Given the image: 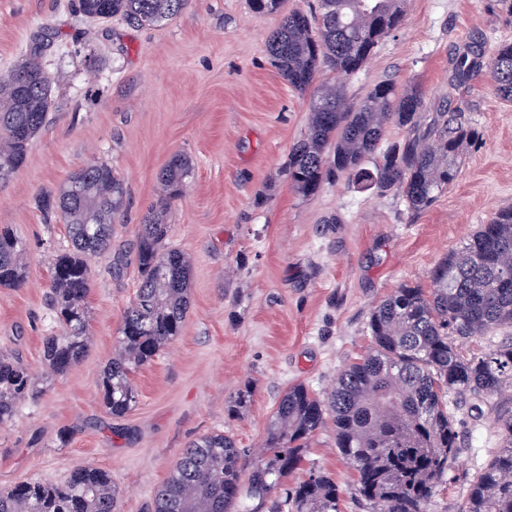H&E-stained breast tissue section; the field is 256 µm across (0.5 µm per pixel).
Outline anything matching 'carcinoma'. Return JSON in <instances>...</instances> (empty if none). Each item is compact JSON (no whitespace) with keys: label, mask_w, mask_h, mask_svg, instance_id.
Instances as JSON below:
<instances>
[{"label":"carcinoma","mask_w":512,"mask_h":512,"mask_svg":"<svg viewBox=\"0 0 512 512\" xmlns=\"http://www.w3.org/2000/svg\"><path fill=\"white\" fill-rule=\"evenodd\" d=\"M190 0H73L88 20L98 15L133 26L158 25L180 15ZM399 0H318V11L284 15L268 39L274 67L298 91L311 88L322 69L350 76L400 24ZM455 82L488 81L512 103V44L491 53L470 42L451 58ZM55 107L51 78L35 57L0 74V182L27 160L31 143ZM423 107L420 93L377 84L351 104L344 85L314 91L308 134L289 153L288 177L304 196L340 175L384 196L395 192L409 210L430 207L458 175V158L480 138L478 129L456 122L385 150L391 124L413 127ZM192 170L174 157L162 170V194L139 225L135 262L141 276L127 307L112 357L101 378L103 404L114 417L138 402L134 374L180 336L190 307L191 257L167 245L164 216ZM76 192L56 189L39 208L66 224L70 244L53 263L50 310L62 331L44 337L43 359L61 375L84 357L88 343L86 297L93 277L91 256L112 248V224L126 190L104 161L72 173ZM26 250L8 225H0V288L24 280ZM430 287L404 284L374 307L369 353L350 364L321 396L303 383L286 389L273 412L265 448L269 454L245 472L249 451L222 432L192 441L153 496L149 512H261L285 478L299 469L309 440L332 424L336 449L356 473L358 497L370 512H427L460 435L449 402L468 400L493 416L500 450L478 472L456 512H512V414L498 411L494 397L512 389V336L478 353L458 342L512 330V206L480 224L467 242L431 271ZM37 394L27 365L0 357V424L12 420L18 402ZM122 488L112 474L74 469L60 484L26 482L0 493V512H117ZM255 500L253 508L245 500ZM340 488L322 471L277 499L271 512H339Z\"/></svg>","instance_id":"cac0c4a2"}]
</instances>
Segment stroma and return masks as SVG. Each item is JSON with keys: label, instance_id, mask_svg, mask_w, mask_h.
<instances>
[{"label": "stroma", "instance_id": "35a3bbf8", "mask_svg": "<svg viewBox=\"0 0 512 512\" xmlns=\"http://www.w3.org/2000/svg\"><path fill=\"white\" fill-rule=\"evenodd\" d=\"M71 3L0 0V73L41 49L55 100L26 164L0 183V225L24 242L27 258L23 284L0 288V356H22L40 391L0 424V491L94 467L121 485L119 512H148L153 491L201 435L221 430L259 454L289 385L327 393L370 349L372 308L401 284L429 287L448 252L512 205V103L484 81L449 87L450 57L473 38L488 50L512 43V15L499 0H400L399 28L360 71L344 80L320 73L319 83L343 82L353 103L383 81L420 90L416 126L390 125L387 143L440 129L453 113L480 130L455 183L413 212L401 197L343 177L308 197L290 184L288 155L308 133L311 95L272 65L267 39L283 13L316 0H284L266 15L252 13L248 0H190L173 20L146 27L96 25ZM90 53L99 59L92 75ZM177 155L193 174L165 221L170 243L192 258L191 305L181 335L136 373L137 404L115 418L102 402L101 375L139 284L138 226ZM94 158L111 164L129 204L113 226L111 252L90 260L87 353L55 376L43 338L57 329L47 302L67 230L45 221L37 200ZM118 252L127 263L115 276ZM243 388L251 391L247 408L228 413ZM457 424L462 448L428 512H456L473 474L499 448L491 419L464 406ZM313 468L340 486V512H366L332 429L311 439L288 484Z\"/></svg>", "mask_w": 512, "mask_h": 512}]
</instances>
